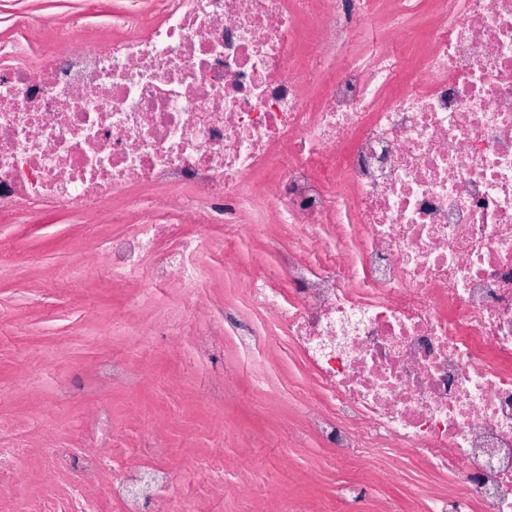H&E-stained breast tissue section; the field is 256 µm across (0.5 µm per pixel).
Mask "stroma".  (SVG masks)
Here are the masks:
<instances>
[{
  "instance_id": "35a3bbf8",
  "label": "stroma",
  "mask_w": 512,
  "mask_h": 512,
  "mask_svg": "<svg viewBox=\"0 0 512 512\" xmlns=\"http://www.w3.org/2000/svg\"><path fill=\"white\" fill-rule=\"evenodd\" d=\"M83 0H0V39L11 36V17L39 11L66 24ZM154 11L157 0H102L99 17L77 39L111 40V14L128 8ZM65 209L40 202L0 220V437L37 445L91 444L128 454L159 431L170 448L160 462L174 469L178 497L197 503L210 483L199 456L220 453L224 481L253 473L252 490L225 493L207 512H429L447 495L446 475L423 469L390 450L345 463L305 429L316 392L302 393L308 374L300 356L267 329L245 298L249 276L271 268L287 240L273 228L257 230L241 218L234 250L224 248V228L205 232L199 257L203 288L183 297L167 286L143 290L139 278L112 281L91 257L103 256L113 237L128 232L110 213L125 208ZM226 311L213 325L209 349L197 356L190 333H177L184 307ZM253 331L257 347L244 349ZM143 368L133 389L92 392L89 382L112 359ZM354 493H347L348 485Z\"/></svg>"
}]
</instances>
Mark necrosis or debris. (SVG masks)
<instances>
[{
  "label": "necrosis or debris",
  "instance_id": "1",
  "mask_svg": "<svg viewBox=\"0 0 512 512\" xmlns=\"http://www.w3.org/2000/svg\"><path fill=\"white\" fill-rule=\"evenodd\" d=\"M94 14H21L0 41V215L125 197L142 218L107 274L193 293L199 225L230 245L254 211L288 248L248 303L309 370L311 434L446 470L432 512H512V0H160L76 43ZM176 480L0 444V512H102L103 486L122 512H190Z\"/></svg>",
  "mask_w": 512,
  "mask_h": 512
}]
</instances>
